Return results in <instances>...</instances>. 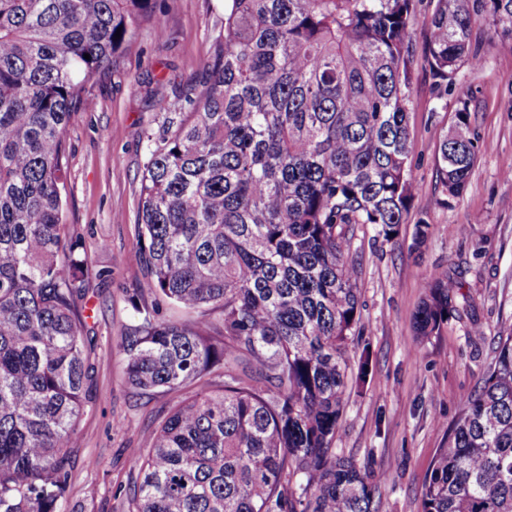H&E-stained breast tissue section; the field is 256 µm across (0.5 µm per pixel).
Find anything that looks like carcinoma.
<instances>
[{
  "label": "carcinoma",
  "instance_id": "1",
  "mask_svg": "<svg viewBox=\"0 0 512 512\" xmlns=\"http://www.w3.org/2000/svg\"><path fill=\"white\" fill-rule=\"evenodd\" d=\"M156 0H0V512H63L67 447L95 337L77 308L93 267L64 224L73 113ZM418 0H224V35L146 132L127 383L176 395L133 449V512H380L371 472L332 440L360 321L356 228L396 244L413 198L411 31ZM512 0H436L425 48L443 91L482 57ZM120 38H115L116 31ZM90 59H85L84 54ZM437 149L444 197L481 151L458 96ZM417 334L467 299L424 279ZM190 315L165 319L161 304ZM220 315L214 324L211 314ZM424 512H512V330L464 401Z\"/></svg>",
  "mask_w": 512,
  "mask_h": 512
}]
</instances>
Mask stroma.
Returning <instances> with one entry per match:
<instances>
[{"label":"stroma","mask_w":512,"mask_h":512,"mask_svg":"<svg viewBox=\"0 0 512 512\" xmlns=\"http://www.w3.org/2000/svg\"><path fill=\"white\" fill-rule=\"evenodd\" d=\"M163 29L142 24L115 65L87 90L91 110L73 113L67 131L65 222L81 240L96 277L78 300L96 343L91 401L66 449L65 512H130V449L148 447L169 394L139 395L124 374L117 342L137 314L129 301L143 282L136 261L137 214L146 161L144 133L163 120L155 104L182 102L199 80L200 63L224 34V0H157ZM433 0H422L416 47L410 157L414 195L397 245L356 233L360 334L351 355L371 351L366 381L351 380L333 446L368 468L382 512H423L421 491L437 449L446 447L463 402L492 364L497 337L512 328V54L499 30L478 32L481 66L457 74L470 98L481 145L462 196L441 204L436 153L458 107L441 94L423 50ZM431 233L413 249L414 225ZM460 274L470 304L440 335L416 336L425 276Z\"/></svg>","instance_id":"obj_1"}]
</instances>
